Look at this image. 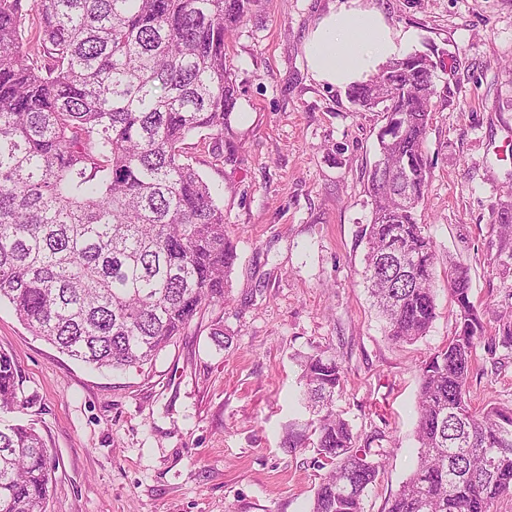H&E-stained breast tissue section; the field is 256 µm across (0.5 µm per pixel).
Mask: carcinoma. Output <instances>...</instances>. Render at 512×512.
Here are the masks:
<instances>
[{
  "instance_id": "obj_1",
  "label": "carcinoma",
  "mask_w": 512,
  "mask_h": 512,
  "mask_svg": "<svg viewBox=\"0 0 512 512\" xmlns=\"http://www.w3.org/2000/svg\"><path fill=\"white\" fill-rule=\"evenodd\" d=\"M258 0H0V304L59 352L97 369L140 368L195 316L224 304L236 246L224 206L185 140L224 134L237 103L225 37ZM435 63L422 52L349 86L382 106L369 172L363 283L395 343L436 318L433 241L418 223ZM448 343L426 359L417 463L387 512H493L512 497V406L470 396L478 346L512 348V314L488 334L468 269L448 263ZM327 470L309 512H363L381 462L357 447L332 404L336 357L300 362ZM16 362L0 352V512H46L51 457L21 407Z\"/></svg>"
}]
</instances>
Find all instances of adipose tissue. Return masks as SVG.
Segmentation results:
<instances>
[{"instance_id":"1","label":"adipose tissue","mask_w":512,"mask_h":512,"mask_svg":"<svg viewBox=\"0 0 512 512\" xmlns=\"http://www.w3.org/2000/svg\"><path fill=\"white\" fill-rule=\"evenodd\" d=\"M408 40V34L394 30L375 9L362 6L360 0H346L310 32L308 68L317 81L347 86L400 58Z\"/></svg>"}]
</instances>
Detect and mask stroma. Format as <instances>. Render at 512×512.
<instances>
[{
	"label": "stroma",
	"mask_w": 512,
	"mask_h": 512,
	"mask_svg": "<svg viewBox=\"0 0 512 512\" xmlns=\"http://www.w3.org/2000/svg\"><path fill=\"white\" fill-rule=\"evenodd\" d=\"M344 0H259L226 42L231 131L187 139L219 193L238 259L224 305L203 309L143 369L94 370L0 305V351L18 362L19 417L52 458L47 512H309L324 470L291 450L309 418L297 356L335 355L334 410L382 460L364 512H386L417 461L421 365L454 327L445 271L469 269L487 320L512 312V0H368L407 52L437 65L421 222L436 252L437 316L412 344L385 335L362 283L361 225L380 109L312 77L305 42ZM230 335L213 341L214 325ZM471 398L512 405V349L477 352Z\"/></svg>",
	"instance_id": "obj_1"
}]
</instances>
